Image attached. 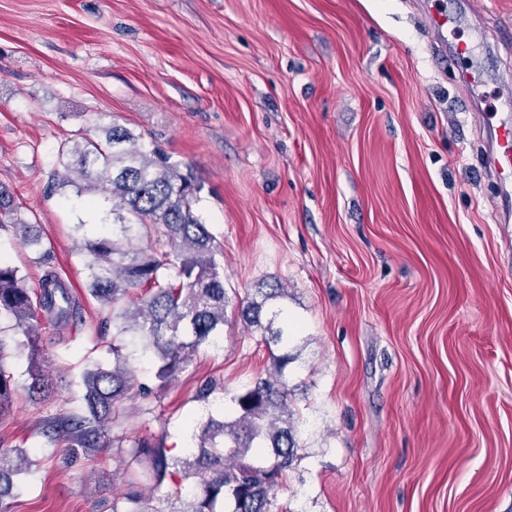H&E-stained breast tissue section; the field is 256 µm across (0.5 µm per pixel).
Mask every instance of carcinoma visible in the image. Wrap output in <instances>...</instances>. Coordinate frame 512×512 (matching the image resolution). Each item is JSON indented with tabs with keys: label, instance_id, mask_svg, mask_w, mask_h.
<instances>
[{
	"label": "carcinoma",
	"instance_id": "carcinoma-1",
	"mask_svg": "<svg viewBox=\"0 0 512 512\" xmlns=\"http://www.w3.org/2000/svg\"><path fill=\"white\" fill-rule=\"evenodd\" d=\"M66 169L89 191H104L112 199V235L85 243L90 294L110 307L104 317L112 324V363H98L85 371V410L48 421L42 434L67 441L92 458L108 446L119 405L153 388L138 381L130 364L125 337L138 336L153 352L157 389H164L186 370L199 348L224 334L229 303L221 272L220 245L193 212L202 186L183 173L170 158L147 151L142 137L112 123L99 135L62 145ZM12 214L11 194L0 186V230H10L28 248L38 252V263L49 264L33 225L7 223ZM159 226L166 237L163 250H134L142 230ZM286 295L277 284L239 300L247 329L260 334L269 351L271 367L265 375L231 398L233 414L191 426L187 456L174 459L159 442L141 440L123 470L128 491L112 499V512H153L139 490L146 483L157 492L175 479H196L192 490L177 491L179 506L168 512H271L274 492L292 469L295 418L288 401L289 336L275 320L282 311L273 302ZM80 305L69 286L53 271L44 272L38 288H30L19 270L0 263V319L12 321L9 335L0 327V420L13 400V380L4 367L12 345L29 350L31 394L48 387L39 368L43 320L61 329L79 320ZM270 315L267 320L262 316ZM27 451L4 447L0 439V512H7L16 479L31 472Z\"/></svg>",
	"mask_w": 512,
	"mask_h": 512
}]
</instances>
